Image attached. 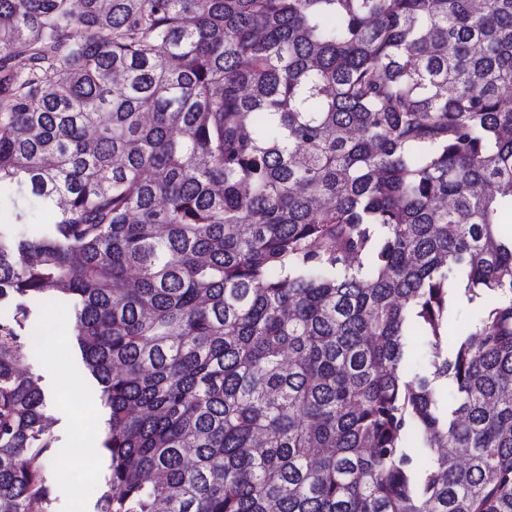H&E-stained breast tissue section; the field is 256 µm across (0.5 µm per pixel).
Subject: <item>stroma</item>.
Here are the masks:
<instances>
[{
    "label": "stroma",
    "mask_w": 512,
    "mask_h": 512,
    "mask_svg": "<svg viewBox=\"0 0 512 512\" xmlns=\"http://www.w3.org/2000/svg\"><path fill=\"white\" fill-rule=\"evenodd\" d=\"M29 221L10 223L12 206L8 194L0 195V236L12 241L27 239L41 232L46 212L36 201H29ZM27 328L44 326L51 335L64 339L62 349L40 342L27 347L19 361L23 372L37 380L45 396L44 411L51 420L54 446L50 449L43 478L52 499V512H97L105 491L107 459L97 452L94 465L68 456L81 429L78 419L83 411L91 413L93 444H101L106 431L107 413L96 381L85 372L81 352L73 334L74 312L71 306L57 302L52 294L27 303Z\"/></svg>",
    "instance_id": "35a3bbf8"
}]
</instances>
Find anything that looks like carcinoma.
<instances>
[{"mask_svg":"<svg viewBox=\"0 0 512 512\" xmlns=\"http://www.w3.org/2000/svg\"><path fill=\"white\" fill-rule=\"evenodd\" d=\"M506 90L512 0H0V189L51 224L0 240V512H50V289L100 512H512ZM28 319L26 330L37 339L43 335L39 326L48 327L47 336H55L52 342L32 343L25 349L19 368L37 380L45 396V414L51 420L53 448L48 452L43 478L52 499V512H97L100 497L106 490L104 477L107 459L101 448L106 431V409L103 407L96 381L84 371L81 352L73 336L74 312L71 306L57 302L51 293L39 300L26 303ZM83 405L91 411L90 437L93 448L84 443L79 435L84 432L78 425ZM89 410H85L88 417ZM77 443L75 444V442ZM75 444V445H74ZM72 447V448H71ZM84 457L93 466L76 457Z\"/></svg>","mask_w":512,"mask_h":512,"instance_id":"1","label":"carcinoma"}]
</instances>
